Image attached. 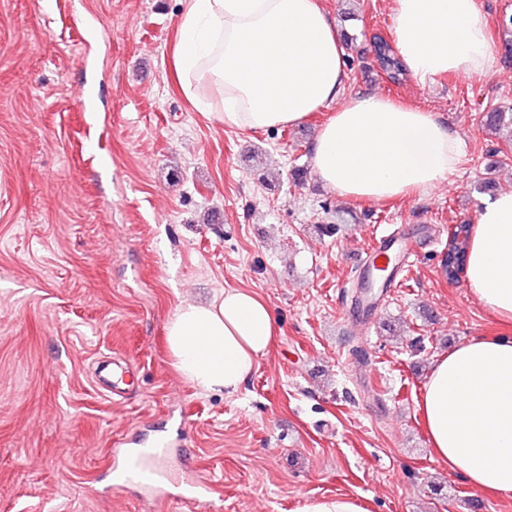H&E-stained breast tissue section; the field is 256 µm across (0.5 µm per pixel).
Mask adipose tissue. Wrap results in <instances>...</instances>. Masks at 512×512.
Listing matches in <instances>:
<instances>
[{"label":"adipose tissue","mask_w":512,"mask_h":512,"mask_svg":"<svg viewBox=\"0 0 512 512\" xmlns=\"http://www.w3.org/2000/svg\"><path fill=\"white\" fill-rule=\"evenodd\" d=\"M395 33L419 84L446 73L476 75L496 56L478 0H393ZM179 89L222 96L224 125L295 126L332 107L312 168L348 198L382 201L450 181L462 142L432 112L382 95L346 96L336 28L318 0H184L173 50ZM468 287L483 308L512 322V191L479 212ZM178 372L203 392L239 391L275 338L268 304L243 288L207 304L179 305L166 325ZM435 458L473 490L512 496V336H479L433 365L419 404Z\"/></svg>","instance_id":"adipose-tissue-1"}]
</instances>
